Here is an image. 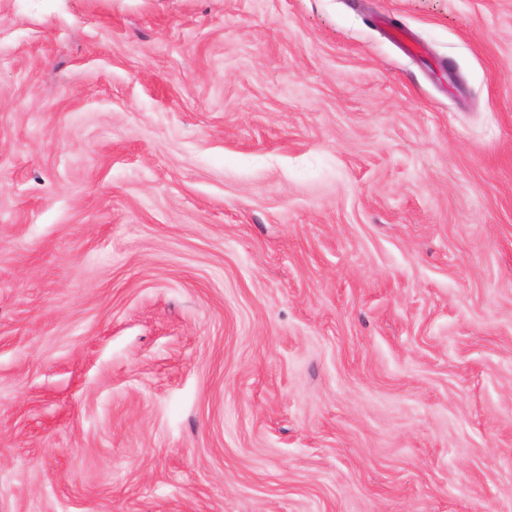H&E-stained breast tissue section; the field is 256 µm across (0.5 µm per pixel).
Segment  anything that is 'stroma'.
Here are the masks:
<instances>
[{"mask_svg": "<svg viewBox=\"0 0 512 512\" xmlns=\"http://www.w3.org/2000/svg\"><path fill=\"white\" fill-rule=\"evenodd\" d=\"M0 512H512V0H0Z\"/></svg>", "mask_w": 512, "mask_h": 512, "instance_id": "obj_1", "label": "stroma"}]
</instances>
